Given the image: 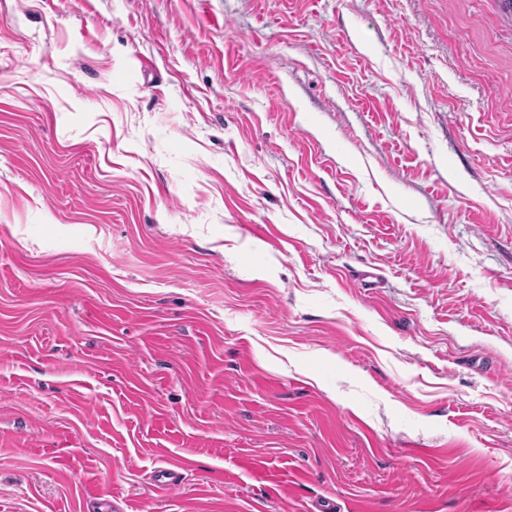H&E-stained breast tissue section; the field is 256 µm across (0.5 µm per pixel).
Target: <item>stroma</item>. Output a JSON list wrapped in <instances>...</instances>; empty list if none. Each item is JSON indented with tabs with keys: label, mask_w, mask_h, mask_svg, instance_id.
Here are the masks:
<instances>
[{
	"label": "stroma",
	"mask_w": 512,
	"mask_h": 512,
	"mask_svg": "<svg viewBox=\"0 0 512 512\" xmlns=\"http://www.w3.org/2000/svg\"><path fill=\"white\" fill-rule=\"evenodd\" d=\"M326 498L512 512V15L0 0V512Z\"/></svg>",
	"instance_id": "obj_1"
}]
</instances>
